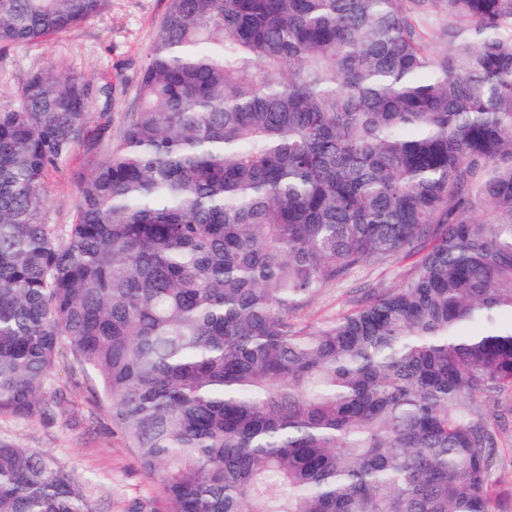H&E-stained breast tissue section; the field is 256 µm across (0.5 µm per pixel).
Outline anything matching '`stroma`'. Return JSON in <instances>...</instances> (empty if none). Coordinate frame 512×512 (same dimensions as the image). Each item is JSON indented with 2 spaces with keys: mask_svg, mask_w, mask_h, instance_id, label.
Segmentation results:
<instances>
[{
  "mask_svg": "<svg viewBox=\"0 0 512 512\" xmlns=\"http://www.w3.org/2000/svg\"><path fill=\"white\" fill-rule=\"evenodd\" d=\"M168 0H107L104 10L78 29L48 37L38 44H17L0 51V97L16 95L28 76L53 64L84 77L92 87L111 84V100L96 98L95 110L112 115L109 130L92 129L54 172L48 184L44 218L69 224L75 217L81 183L119 141L136 102V87L148 62ZM401 258L354 271L345 280L326 285L293 314L299 326H316L345 313L363 288H395L415 269ZM49 410L31 417H0V435L18 446L50 455L75 472L97 512H166L156 484L142 472L136 451L112 424L96 380L70 354L62 351L50 385ZM512 396L493 394L482 415L499 427L500 450L493 461L501 512H512V424L500 412Z\"/></svg>",
  "mask_w": 512,
  "mask_h": 512,
  "instance_id": "obj_1",
  "label": "stroma"
}]
</instances>
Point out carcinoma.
<instances>
[{
	"mask_svg": "<svg viewBox=\"0 0 512 512\" xmlns=\"http://www.w3.org/2000/svg\"><path fill=\"white\" fill-rule=\"evenodd\" d=\"M104 4L0 0V50ZM91 99L48 65L0 100V416L48 407L65 347L167 512H500L512 0H168L132 118L48 224L49 176L110 126ZM403 254L398 287L293 321ZM0 512L93 509L0 435ZM417 258H400L384 266L365 267L354 271L345 280L330 283L293 313V320L300 326H316L347 312L351 300L363 288H396L415 269Z\"/></svg>",
	"mask_w": 512,
	"mask_h": 512,
	"instance_id": "1",
	"label": "carcinoma"
}]
</instances>
